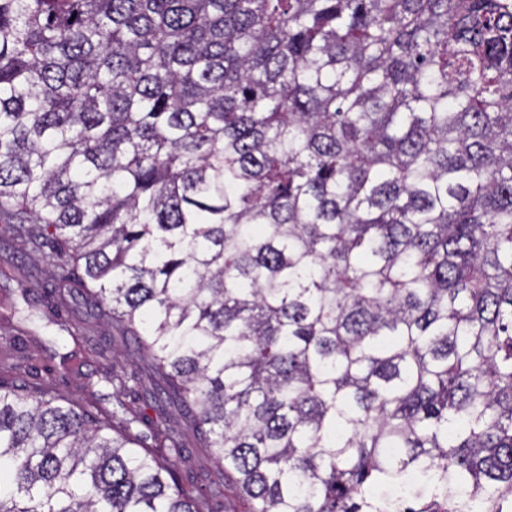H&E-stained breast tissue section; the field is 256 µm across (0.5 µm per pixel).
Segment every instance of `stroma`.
<instances>
[{"label": "stroma", "instance_id": "35a3bbf8", "mask_svg": "<svg viewBox=\"0 0 512 512\" xmlns=\"http://www.w3.org/2000/svg\"><path fill=\"white\" fill-rule=\"evenodd\" d=\"M41 265L40 254L24 250L17 242L0 235V267H9L12 272L8 286L0 288V305L22 303V291L26 288L31 289L35 297L50 296L59 283L49 276L35 277L34 271ZM68 286L74 298L67 305L38 307L32 322L19 330L0 323V374L31 380L53 377L65 393L81 404L95 400L103 407H111L110 388L105 378L113 371L133 368L134 346L129 338L112 334L87 316L77 279H70ZM57 314L74 326L81 341L80 348L74 349L64 363L51 355L55 334L51 319ZM145 414V420L136 426L139 434L151 435L160 426L181 433L183 451L174 457L172 465L181 483L213 492L215 512H231L233 505L222 494L224 471L209 460L207 449L197 447L192 433L187 432L182 406L165 403L146 409Z\"/></svg>", "mask_w": 512, "mask_h": 512}]
</instances>
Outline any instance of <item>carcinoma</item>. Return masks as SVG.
<instances>
[{
  "instance_id": "carcinoma-1",
  "label": "carcinoma",
  "mask_w": 512,
  "mask_h": 512,
  "mask_svg": "<svg viewBox=\"0 0 512 512\" xmlns=\"http://www.w3.org/2000/svg\"><path fill=\"white\" fill-rule=\"evenodd\" d=\"M0 231L139 360L0 512H212L146 380L243 512H512V0H0ZM183 412L182 406L162 401L159 408L145 410L146 419L136 425V431L142 436H148V443H152L150 435L157 426H166L180 433L184 448L180 456L172 457V469L179 476L180 482L187 487L192 484L203 485L209 493L213 492L212 507L216 512L242 511L240 503L232 504L228 496L224 498V470L208 459L206 448L196 446L192 433L186 429Z\"/></svg>"
}]
</instances>
